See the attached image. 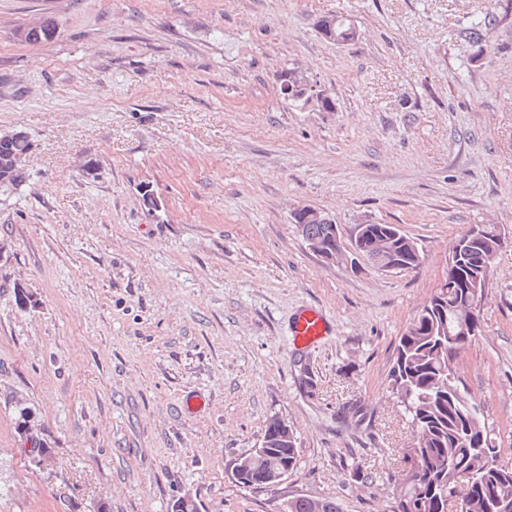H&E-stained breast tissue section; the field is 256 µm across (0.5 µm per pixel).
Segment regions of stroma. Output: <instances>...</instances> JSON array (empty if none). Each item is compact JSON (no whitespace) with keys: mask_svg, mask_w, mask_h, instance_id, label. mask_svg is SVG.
<instances>
[{"mask_svg":"<svg viewBox=\"0 0 512 512\" xmlns=\"http://www.w3.org/2000/svg\"><path fill=\"white\" fill-rule=\"evenodd\" d=\"M489 11L478 52L463 29ZM334 13L357 40L319 34ZM47 16L55 38L20 40ZM286 67L334 111L284 100ZM15 130L34 150L0 196V512H167L184 494L197 512L297 495L390 512L412 440L387 389L396 343L458 234L512 230V0H0V132ZM298 205L346 239L365 218L398 225L424 260L324 262ZM305 306L332 329L296 352ZM481 315L458 374L512 464V243ZM354 401L369 421L342 416ZM273 415L299 462L242 487L234 467Z\"/></svg>","mask_w":512,"mask_h":512,"instance_id":"35a3bbf8","label":"stroma"}]
</instances>
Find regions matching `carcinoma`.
Listing matches in <instances>:
<instances>
[{
    "mask_svg": "<svg viewBox=\"0 0 512 512\" xmlns=\"http://www.w3.org/2000/svg\"><path fill=\"white\" fill-rule=\"evenodd\" d=\"M497 22L492 13L475 19L466 36L476 46L484 32ZM24 150L21 144L0 145V179L22 185L25 178L5 164V158ZM337 225L302 224L304 241L337 243ZM360 253L374 268L394 267L409 271L421 263L416 243L396 224H366ZM467 228L455 238L454 264L470 284L461 288L448 283V295L432 297L423 305L399 337L396 357L388 373V388L411 423L413 440L402 457L413 461L414 474L393 480L391 512H448V486L463 482L459 493L465 502L461 512H512V465L497 461V445L481 419L478 406L456 375L460 353L482 332L459 340L461 321L471 318L469 302L484 294L498 253L507 243L505 228L484 224L478 237ZM296 436L282 420L273 417L265 425L260 448L236 464L239 484L272 489L274 477L293 470L298 463ZM285 512H342L333 498L297 496L288 500Z\"/></svg>",
    "mask_w": 512,
    "mask_h": 512,
    "instance_id": "obj_1",
    "label": "carcinoma"
}]
</instances>
